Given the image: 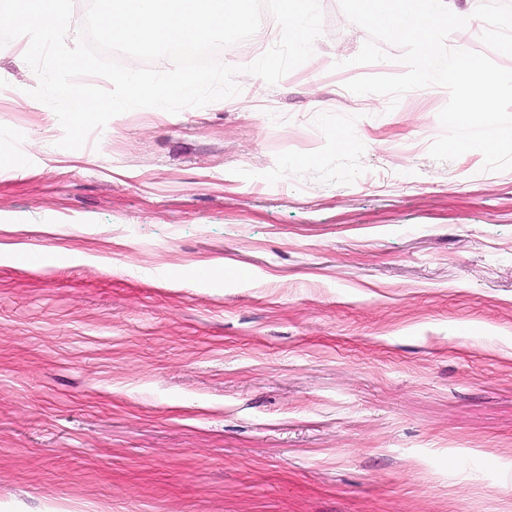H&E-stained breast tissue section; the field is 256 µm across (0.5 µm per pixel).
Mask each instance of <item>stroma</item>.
<instances>
[{"mask_svg": "<svg viewBox=\"0 0 512 512\" xmlns=\"http://www.w3.org/2000/svg\"><path fill=\"white\" fill-rule=\"evenodd\" d=\"M321 4L276 85L79 150L0 48V512H512V170L348 91L406 67Z\"/></svg>", "mask_w": 512, "mask_h": 512, "instance_id": "stroma-1", "label": "stroma"}]
</instances>
